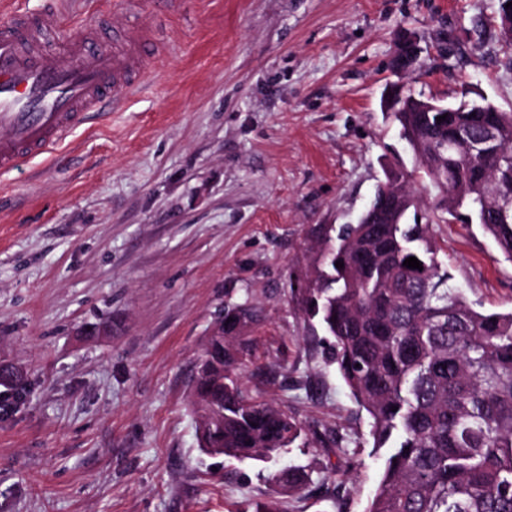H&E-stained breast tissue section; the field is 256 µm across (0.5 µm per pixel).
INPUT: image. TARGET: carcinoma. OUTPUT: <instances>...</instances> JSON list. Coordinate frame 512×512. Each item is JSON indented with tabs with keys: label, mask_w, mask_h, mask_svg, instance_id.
I'll return each mask as SVG.
<instances>
[{
	"label": "carcinoma",
	"mask_w": 512,
	"mask_h": 512,
	"mask_svg": "<svg viewBox=\"0 0 512 512\" xmlns=\"http://www.w3.org/2000/svg\"><path fill=\"white\" fill-rule=\"evenodd\" d=\"M494 21L512 47L504 0ZM391 108L422 177L438 194L423 209L396 171L376 186L355 224L326 229L302 284L289 294L329 339L325 362L369 417L385 468L366 512H512V310L486 313L448 285L430 225L476 220L512 261V111L485 97L438 112ZM415 257L423 270L403 265ZM341 261L344 267L335 263ZM249 301L225 304L192 387L200 447L210 456L265 461L306 434L273 404L248 394L254 355ZM397 410H392V407ZM353 441L330 434L338 456ZM280 494L313 482L293 465L272 472Z\"/></svg>",
	"instance_id": "obj_1"
}]
</instances>
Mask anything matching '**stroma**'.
Listing matches in <instances>:
<instances>
[{
	"instance_id": "stroma-1",
	"label": "stroma",
	"mask_w": 512,
	"mask_h": 512,
	"mask_svg": "<svg viewBox=\"0 0 512 512\" xmlns=\"http://www.w3.org/2000/svg\"><path fill=\"white\" fill-rule=\"evenodd\" d=\"M64 30L160 24L166 50L128 107L77 131L53 163L0 176V365L20 374L0 411V512H236L273 494V464L213 459L190 377L225 302L261 310L246 376L310 439L284 464L326 474L286 512H365L384 467L369 420L286 292L324 224H353L399 126L380 100L398 36L422 48L405 91L477 93L512 110L495 0H65ZM453 287L512 309V261L476 224L433 227ZM349 435L354 454L324 448ZM344 472L337 485L336 472Z\"/></svg>"
}]
</instances>
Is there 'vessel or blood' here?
<instances>
[{
  "label": "vessel or blood",
  "mask_w": 512,
  "mask_h": 512,
  "mask_svg": "<svg viewBox=\"0 0 512 512\" xmlns=\"http://www.w3.org/2000/svg\"><path fill=\"white\" fill-rule=\"evenodd\" d=\"M156 27L88 23L63 37L60 11L33 14L9 0L0 21V174L41 155L58 158L92 115L118 111L160 57Z\"/></svg>",
  "instance_id": "b4317fda"
}]
</instances>
